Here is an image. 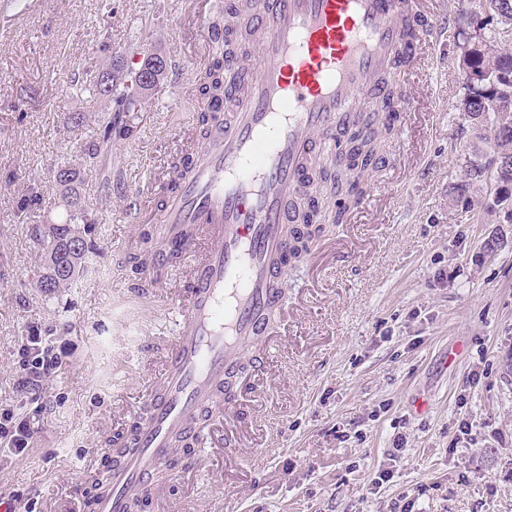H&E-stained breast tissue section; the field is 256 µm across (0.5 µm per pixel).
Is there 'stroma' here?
I'll list each match as a JSON object with an SVG mask.
<instances>
[{"label": "stroma", "mask_w": 512, "mask_h": 512, "mask_svg": "<svg viewBox=\"0 0 512 512\" xmlns=\"http://www.w3.org/2000/svg\"><path fill=\"white\" fill-rule=\"evenodd\" d=\"M229 3L0 0V402L33 433L25 456L0 454V495L29 512L58 500L89 512L113 439L176 328L133 259L159 239L148 187L203 133L191 81L182 98L159 92L132 136L113 137L80 190L93 248L71 287L42 292L39 231L65 216L53 170L79 159L107 109L70 75L144 41L171 60L207 59L195 21H217ZM466 24L455 14L435 68L411 76L399 162L370 173L354 223L290 271L285 334L243 398L245 447L163 477L157 512H394L404 497L413 512H512V223L491 208L493 185L468 207L456 201L466 158L488 148L456 108ZM71 112L86 122L63 127ZM339 250L352 259L333 261ZM33 322L68 352L37 400L14 385V345ZM388 467L390 482L371 487Z\"/></svg>", "instance_id": "1"}]
</instances>
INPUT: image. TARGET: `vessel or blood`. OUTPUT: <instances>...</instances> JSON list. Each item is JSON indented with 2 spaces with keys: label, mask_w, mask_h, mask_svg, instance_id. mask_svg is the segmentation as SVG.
Here are the masks:
<instances>
[{
  "label": "vessel or blood",
  "mask_w": 512,
  "mask_h": 512,
  "mask_svg": "<svg viewBox=\"0 0 512 512\" xmlns=\"http://www.w3.org/2000/svg\"><path fill=\"white\" fill-rule=\"evenodd\" d=\"M451 15L446 2L429 12L426 0H252L231 17L251 31L259 54L238 62L241 79L226 86L225 109L189 148L192 164L171 172L176 188L163 201L160 245L143 273L176 249L189 288L170 297L178 328L94 512H128L137 493L158 495L155 478L180 444L219 454L241 447V434L216 433L212 418L237 413L236 399L221 397L225 379L244 363L251 372L234 386L250 385L280 334L288 295L281 258L299 221L292 204L308 192L320 158L345 168L336 152L341 123L380 107L383 84L393 88L396 112L412 110L408 72L433 65Z\"/></svg>",
  "instance_id": "vessel-or-blood-1"
}]
</instances>
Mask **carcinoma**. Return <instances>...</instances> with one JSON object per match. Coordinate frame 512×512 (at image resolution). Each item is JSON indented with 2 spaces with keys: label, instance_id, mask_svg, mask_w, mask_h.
Listing matches in <instances>:
<instances>
[{
  "label": "carcinoma",
  "instance_id": "cac0c4a2",
  "mask_svg": "<svg viewBox=\"0 0 512 512\" xmlns=\"http://www.w3.org/2000/svg\"><path fill=\"white\" fill-rule=\"evenodd\" d=\"M492 11L497 23L502 27H512V0H491ZM470 48L460 54L459 66L469 67L482 75L480 83L464 87L463 97L458 102V110L470 119L475 134L487 129L484 138L490 141L487 160L478 158L466 160L465 179L458 185L456 194L460 200L469 198L474 185L484 180L486 172L494 171L495 199L503 204L512 199V50L500 46L496 38L477 35L472 37ZM252 36L249 33L237 39L225 41L227 55H249ZM168 59L163 51L151 44L142 43L136 49L109 57L105 62L85 69L81 74L80 87L108 103L112 116L101 125L100 138L81 148L80 165H60L57 170L65 178L57 181L61 197L65 202L67 217L56 224H47L39 231V238L45 251V273L38 287L53 292L72 284L80 273L89 249L81 225L87 223L82 208L79 187L84 174L92 167L101 153V147L112 142V132L118 126L120 115L145 112L152 99L165 85L168 75ZM108 69L109 88L104 89L98 80L99 69ZM150 80H143V75ZM200 93L215 100L224 93V64L218 60L198 77ZM357 124L366 127L365 137L361 138L363 151L350 152L349 174L341 178L336 170L323 164L315 168L312 180L313 191L305 195L310 202L319 196L324 205H329L325 195L326 185H331L336 193L346 192V200L353 201L369 188L367 177L376 154L387 145L393 128L387 115L367 112L357 115ZM321 213L315 205L301 210L303 224L290 231L294 242L293 254L299 255L306 242L320 235L324 228L314 224V216Z\"/></svg>",
  "mask_w": 512,
  "mask_h": 512
}]
</instances>
